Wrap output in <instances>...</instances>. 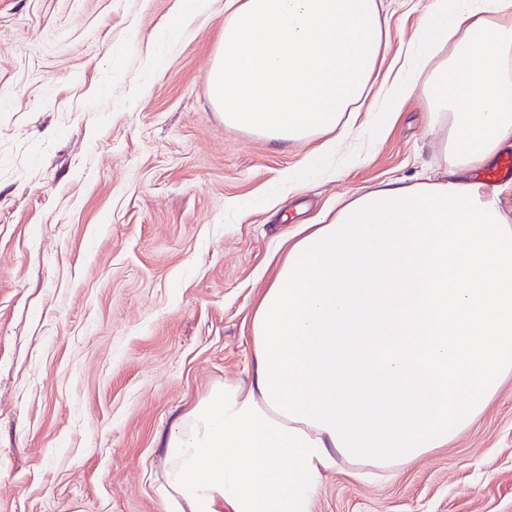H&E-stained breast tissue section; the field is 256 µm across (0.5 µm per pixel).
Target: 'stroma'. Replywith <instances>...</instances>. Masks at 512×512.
Instances as JSON below:
<instances>
[{
	"mask_svg": "<svg viewBox=\"0 0 512 512\" xmlns=\"http://www.w3.org/2000/svg\"><path fill=\"white\" fill-rule=\"evenodd\" d=\"M224 2L0 0V512H168L163 441L247 382L282 239L445 166L416 95L381 135L358 117L356 164L226 126ZM385 5L389 65L429 0ZM368 469L339 460L313 512H512V375L448 447Z\"/></svg>",
	"mask_w": 512,
	"mask_h": 512,
	"instance_id": "1",
	"label": "stroma"
}]
</instances>
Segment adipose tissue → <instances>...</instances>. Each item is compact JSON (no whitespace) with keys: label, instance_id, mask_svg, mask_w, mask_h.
Listing matches in <instances>:
<instances>
[{"label":"adipose tissue","instance_id":"obj_1","mask_svg":"<svg viewBox=\"0 0 512 512\" xmlns=\"http://www.w3.org/2000/svg\"><path fill=\"white\" fill-rule=\"evenodd\" d=\"M208 76L226 125L288 145L383 131L412 95L445 168L359 192L288 235L251 313L247 384L214 386L163 442L173 512H312L337 458L447 447L512 373V0H430L383 80V0H227ZM432 60L423 73L419 57Z\"/></svg>","mask_w":512,"mask_h":512}]
</instances>
